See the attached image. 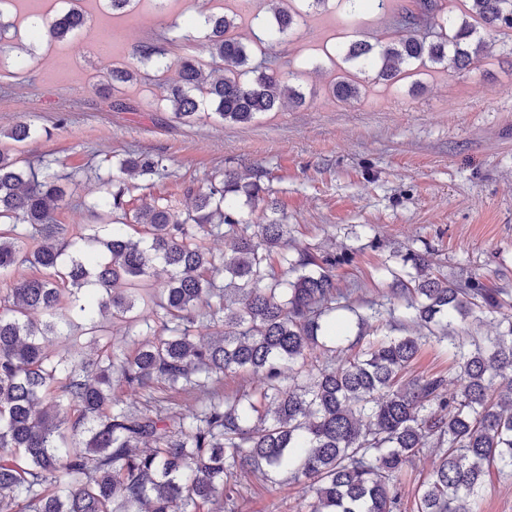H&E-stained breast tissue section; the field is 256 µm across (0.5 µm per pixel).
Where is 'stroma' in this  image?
<instances>
[{
  "instance_id": "stroma-1",
  "label": "stroma",
  "mask_w": 512,
  "mask_h": 512,
  "mask_svg": "<svg viewBox=\"0 0 512 512\" xmlns=\"http://www.w3.org/2000/svg\"><path fill=\"white\" fill-rule=\"evenodd\" d=\"M50 0H19L4 11L17 17L11 67L0 70V131L25 120L38 129L18 145L25 160L52 161L74 173L75 185L57 219L70 230L96 225L85 206L98 193L93 172L105 156L140 152L162 156L168 177L154 179L135 198L167 200L191 210L195 192L218 171L234 170L258 182L264 198L230 203L244 222L286 224L299 247L319 254L347 253L337 267L339 287L353 291L355 311L369 317L370 301H384L400 256L430 251L435 272L450 279L476 276L489 288L512 291V54L490 43L477 69L423 73L417 80L370 84L359 98L334 99L335 74L325 54L356 35L373 44L394 30L393 11L351 16L342 5L305 17L297 34L312 33L316 47L296 40L271 50L281 71L294 72L301 104H287L247 124L216 117L185 124L165 99L164 77L141 64L137 50L151 43L168 59L208 60L203 30L185 40L173 18L199 19L210 0H177L159 9L139 0L135 11L113 14L107 0H87L92 33L67 44L31 43L23 14ZM139 69L140 81L111 84L113 62ZM384 333L412 335L422 346L411 371L444 376L455 392L457 368L435 337L423 335L410 311L397 307ZM438 451L423 449L401 485L402 512H417L418 489ZM234 512H308L304 484L278 476L269 482L239 475Z\"/></svg>"
}]
</instances>
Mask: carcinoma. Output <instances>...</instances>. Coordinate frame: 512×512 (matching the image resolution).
Here are the masks:
<instances>
[{
	"label": "carcinoma",
	"mask_w": 512,
	"mask_h": 512,
	"mask_svg": "<svg viewBox=\"0 0 512 512\" xmlns=\"http://www.w3.org/2000/svg\"><path fill=\"white\" fill-rule=\"evenodd\" d=\"M270 0L276 40L329 0H301L298 9ZM418 21L396 26L389 41L352 39L335 51L349 65L333 97L355 99L359 76L394 83L418 68H476L485 38H501L512 53V0H464L442 22L436 0L401 7ZM76 0L56 18L30 23L35 42L70 41L85 24ZM210 57L224 75L210 80L193 56L177 63L145 44L141 60L164 74L177 68L166 100L175 118L202 119L213 110L226 122L246 124L302 102L272 60L234 35L235 16L202 22ZM20 121L0 139H31ZM107 162L97 176L101 194L87 204L112 226L87 236L94 250L65 258L70 243L55 215L65 206L70 174L51 163L24 164L0 142V278L25 263L36 270L0 290V512H213L234 500L226 471L288 473L311 493L310 512H400L398 486L420 450L442 449L419 488L417 512H478L491 466L512 478V304L505 288L477 278L453 282L434 272L429 252L402 255L406 273L391 272L392 294L420 326L441 328L459 368V389L446 393L442 376L406 377L421 341L374 334L350 358L334 355L347 327L338 310H353L350 293L336 287V267L348 259L314 255L288 243L286 224L242 223L226 207L231 195L259 199L262 187L223 172L195 194L194 207L177 213L166 203L129 207L124 176L149 181L168 175L164 158L143 153ZM141 227L133 237L124 227ZM229 243L216 252L209 237ZM169 274L155 285L156 264ZM480 312L503 330L487 343L453 335L452 319ZM98 313L114 324L143 323L131 348L112 343L109 327L82 320ZM204 319L217 330L197 340ZM69 344L45 345L61 322ZM104 336L95 359L75 357L84 336ZM249 373L259 385L224 396V376ZM163 383L177 396L200 402L189 415L170 411ZM140 394L131 407L122 390Z\"/></svg>",
	"instance_id": "obj_1"
}]
</instances>
